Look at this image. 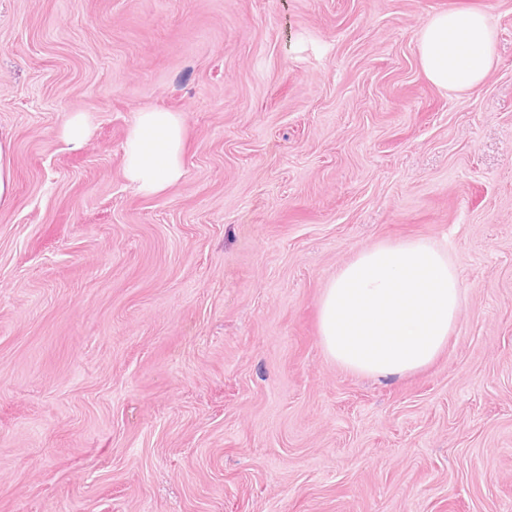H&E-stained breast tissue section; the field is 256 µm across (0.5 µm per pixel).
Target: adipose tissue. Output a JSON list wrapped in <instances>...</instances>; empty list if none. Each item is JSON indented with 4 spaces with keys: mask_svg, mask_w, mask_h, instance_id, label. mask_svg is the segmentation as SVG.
<instances>
[{
    "mask_svg": "<svg viewBox=\"0 0 512 512\" xmlns=\"http://www.w3.org/2000/svg\"><path fill=\"white\" fill-rule=\"evenodd\" d=\"M421 67L435 85L453 91L480 86L493 61V32L484 13L455 10L434 15L418 34ZM185 130L180 114L138 111L124 145V176L150 197L177 185L185 174Z\"/></svg>",
    "mask_w": 512,
    "mask_h": 512,
    "instance_id": "ef3b65f1",
    "label": "adipose tissue"
}]
</instances>
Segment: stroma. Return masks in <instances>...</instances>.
Listing matches in <instances>:
<instances>
[{"label":"stroma","instance_id":"stroma-1","mask_svg":"<svg viewBox=\"0 0 512 512\" xmlns=\"http://www.w3.org/2000/svg\"><path fill=\"white\" fill-rule=\"evenodd\" d=\"M459 9L495 32L465 92L417 52ZM143 108L186 127L152 197ZM0 138V512H512V0H0ZM409 239L458 274L448 346L348 373L321 294ZM185 130L180 114L156 108L137 112L124 145V176L140 195L150 197L184 177ZM88 136V122L84 112H70L63 128L64 140L72 146H80ZM13 164L9 141H0V208L12 202Z\"/></svg>","mask_w":512,"mask_h":512}]
</instances>
